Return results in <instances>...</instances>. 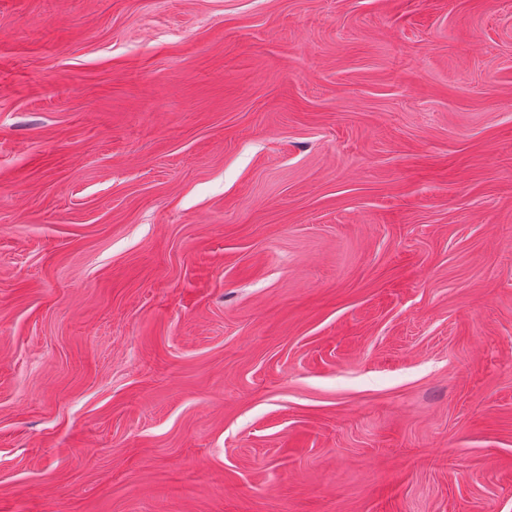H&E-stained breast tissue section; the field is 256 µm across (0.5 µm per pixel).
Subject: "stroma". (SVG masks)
<instances>
[{
  "label": "stroma",
  "mask_w": 512,
  "mask_h": 512,
  "mask_svg": "<svg viewBox=\"0 0 512 512\" xmlns=\"http://www.w3.org/2000/svg\"><path fill=\"white\" fill-rule=\"evenodd\" d=\"M0 512H512V0H0Z\"/></svg>",
  "instance_id": "obj_1"
}]
</instances>
